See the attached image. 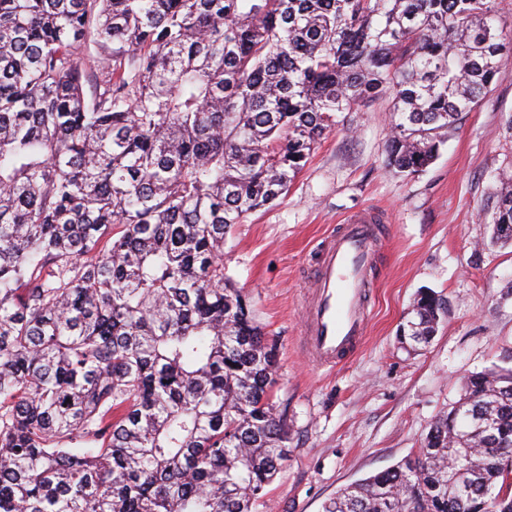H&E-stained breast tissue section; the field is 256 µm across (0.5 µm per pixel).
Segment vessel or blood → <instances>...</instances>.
Masks as SVG:
<instances>
[{
	"label": "vessel or blood",
	"instance_id": "b4317fda",
	"mask_svg": "<svg viewBox=\"0 0 512 512\" xmlns=\"http://www.w3.org/2000/svg\"><path fill=\"white\" fill-rule=\"evenodd\" d=\"M378 224L371 211L351 215L327 237L309 275L303 347L318 368H335L364 341L380 254Z\"/></svg>",
	"mask_w": 512,
	"mask_h": 512
}]
</instances>
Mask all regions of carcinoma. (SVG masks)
<instances>
[{
    "label": "carcinoma",
    "instance_id": "1",
    "mask_svg": "<svg viewBox=\"0 0 512 512\" xmlns=\"http://www.w3.org/2000/svg\"><path fill=\"white\" fill-rule=\"evenodd\" d=\"M511 60L497 0H0V512H256L288 427L226 235L382 97L423 171ZM484 219L512 242V178ZM509 453L512 369L474 373L324 512H489Z\"/></svg>",
    "mask_w": 512,
    "mask_h": 512
}]
</instances>
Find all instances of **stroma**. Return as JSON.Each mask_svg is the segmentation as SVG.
Returning <instances> with one entry per match:
<instances>
[{
  "label": "stroma",
  "instance_id": "1",
  "mask_svg": "<svg viewBox=\"0 0 512 512\" xmlns=\"http://www.w3.org/2000/svg\"><path fill=\"white\" fill-rule=\"evenodd\" d=\"M388 107L339 114L288 193L224 242V272L276 348L274 403L288 424V459L258 512H323L340 489L413 455L468 375L512 368V245L492 243L479 218L512 175V62L418 175L387 165ZM363 209L384 233L369 328L336 370L317 369L301 343L306 277L338 220ZM422 289L447 309L430 343L411 349L397 329Z\"/></svg>",
  "mask_w": 512,
  "mask_h": 512
}]
</instances>
